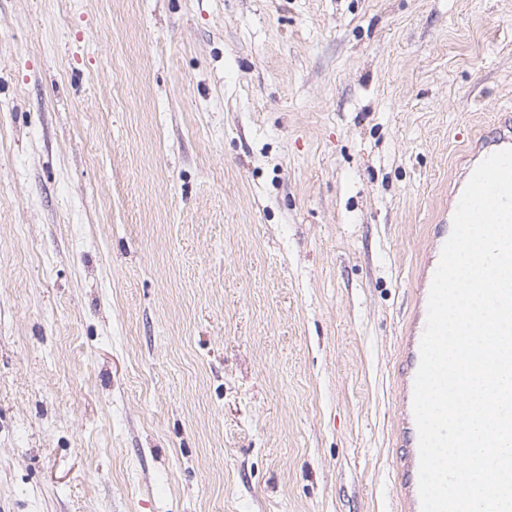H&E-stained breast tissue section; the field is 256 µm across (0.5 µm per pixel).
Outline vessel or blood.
I'll return each instance as SVG.
<instances>
[{
  "mask_svg": "<svg viewBox=\"0 0 512 512\" xmlns=\"http://www.w3.org/2000/svg\"><path fill=\"white\" fill-rule=\"evenodd\" d=\"M512 148V121H500L492 135L479 138L470 148L456 175L454 194H462L475 168L491 154ZM452 218H442L432 225L431 254L420 267L413 289V306L401 329L399 339L397 419L398 448L394 478L398 491L399 512H421L419 496L418 432L414 420L412 401L414 380L420 362V343L427 323V306L434 273L439 265L442 248L452 230Z\"/></svg>",
  "mask_w": 512,
  "mask_h": 512,
  "instance_id": "obj_1",
  "label": "vessel or blood"
}]
</instances>
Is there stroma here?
I'll list each match as a JSON object with an SVG mask.
<instances>
[{
  "mask_svg": "<svg viewBox=\"0 0 512 512\" xmlns=\"http://www.w3.org/2000/svg\"><path fill=\"white\" fill-rule=\"evenodd\" d=\"M512 0H0V512H398L426 231Z\"/></svg>",
  "mask_w": 512,
  "mask_h": 512,
  "instance_id": "stroma-1",
  "label": "stroma"
}]
</instances>
